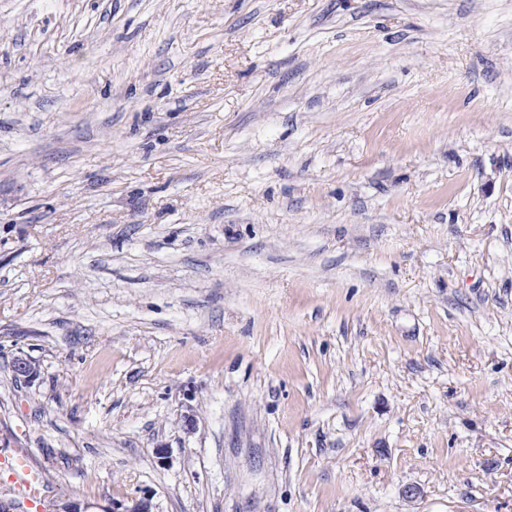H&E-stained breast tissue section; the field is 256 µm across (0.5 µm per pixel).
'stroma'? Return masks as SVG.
<instances>
[{
	"label": "stroma",
	"instance_id": "1",
	"mask_svg": "<svg viewBox=\"0 0 512 512\" xmlns=\"http://www.w3.org/2000/svg\"><path fill=\"white\" fill-rule=\"evenodd\" d=\"M19 453L43 512H512V0H0L28 512Z\"/></svg>",
	"mask_w": 512,
	"mask_h": 512
}]
</instances>
